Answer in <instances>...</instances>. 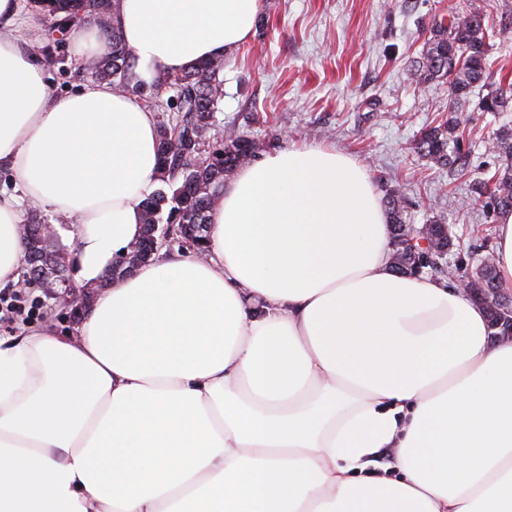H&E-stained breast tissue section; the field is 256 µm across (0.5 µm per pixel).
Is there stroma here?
Instances as JSON below:
<instances>
[{"mask_svg": "<svg viewBox=\"0 0 512 512\" xmlns=\"http://www.w3.org/2000/svg\"><path fill=\"white\" fill-rule=\"evenodd\" d=\"M463 10L485 19L489 78L458 113L462 175H449L414 150L421 129L448 117V87L415 85L411 69L436 22ZM263 26L230 55L224 97L210 130L234 129L255 141L258 155L302 144L336 147L366 168L380 194L403 195L414 223L438 218L457 237L447 259L474 267L495 248V226L474 191L501 163L492 142L512 127L478 103L501 80H512V0H264ZM37 59L54 93L87 81L62 40Z\"/></svg>", "mask_w": 512, "mask_h": 512, "instance_id": "35a3bbf8", "label": "stroma"}]
</instances>
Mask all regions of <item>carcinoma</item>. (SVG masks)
I'll return each mask as SVG.
<instances>
[{
    "mask_svg": "<svg viewBox=\"0 0 512 512\" xmlns=\"http://www.w3.org/2000/svg\"><path fill=\"white\" fill-rule=\"evenodd\" d=\"M45 16L51 18V31L65 36L84 18L93 20L102 32L105 53L90 59V77L108 81L137 94L147 106L154 104L160 90L174 91L175 106L167 122L159 126L158 156L163 188L141 203L143 232L136 243L142 257L152 259V230L159 223L163 207H168L166 223L175 228L177 242L198 252L204 249L208 229L198 231V225L210 224L209 215L224 193L225 177L255 157L256 144L235 132L227 137L207 142L217 106L224 97V62L217 57L175 74H166L155 86L146 87L133 77L134 58L121 32L111 19L119 12L122 0H36ZM484 17L475 12H461L448 19V25L437 24L428 39L421 60L412 76L419 83L435 81L448 84L451 104L448 111L457 112L469 102L473 89L487 81L489 44ZM512 105V82L499 85L479 102L483 112H503ZM504 163L494 172L492 185L482 182L479 193L486 194L484 208L494 218L512 214V128L498 132L494 142ZM417 153L439 167L459 170V123L447 121L429 126L421 132L415 144ZM386 204L391 241L401 239L408 231L402 198L389 194ZM46 254L36 248L25 254L26 277H36L35 268L45 261L64 268L56 260L57 247L48 242ZM132 269L120 262L112 266L99 287L112 285L129 275ZM460 278L471 288L502 289L496 262H479L463 271Z\"/></svg>",
    "mask_w": 512,
    "mask_h": 512,
    "instance_id": "1",
    "label": "carcinoma"
}]
</instances>
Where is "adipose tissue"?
<instances>
[{"label":"adipose tissue","mask_w":512,"mask_h":512,"mask_svg":"<svg viewBox=\"0 0 512 512\" xmlns=\"http://www.w3.org/2000/svg\"><path fill=\"white\" fill-rule=\"evenodd\" d=\"M27 0H0V285L21 201L100 280L160 184L158 125L107 82L56 95ZM262 0H122L136 81L233 52ZM205 257L154 258L77 333L0 337V512H512V339L391 267L368 172L320 144L240 168ZM386 463H379L381 453Z\"/></svg>","instance_id":"ef3b65f1"}]
</instances>
